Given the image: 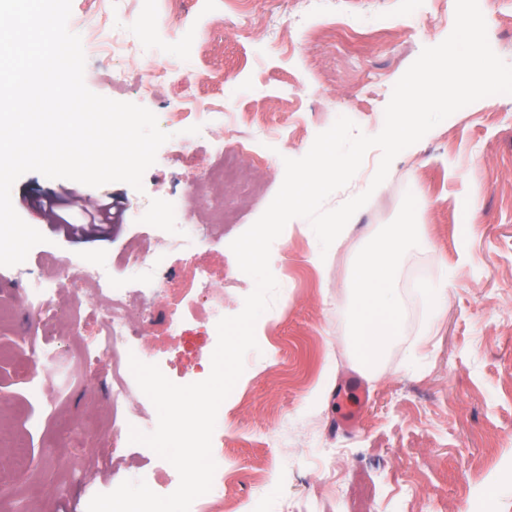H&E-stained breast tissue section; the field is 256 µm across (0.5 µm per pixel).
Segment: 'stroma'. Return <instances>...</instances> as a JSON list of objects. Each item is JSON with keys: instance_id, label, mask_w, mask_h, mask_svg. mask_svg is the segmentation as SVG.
<instances>
[{"instance_id": "35a3bbf8", "label": "stroma", "mask_w": 512, "mask_h": 512, "mask_svg": "<svg viewBox=\"0 0 512 512\" xmlns=\"http://www.w3.org/2000/svg\"><path fill=\"white\" fill-rule=\"evenodd\" d=\"M122 4L116 14L113 0H72L73 16L114 14L136 48L124 85L113 84L110 63L92 59L85 84L148 108L172 137L139 192L124 183L93 188L37 172L13 186L15 210L47 238L30 250V272L44 274V259H53L49 272L58 288L35 308L12 268L0 269V309L9 314L0 321V456L10 441L24 451L21 464L0 463V512H84L91 494L115 487V456L155 469L160 479L172 470L168 463L156 467L151 449H125L89 433V417L106 415L111 374L81 365L82 345L97 339L94 324L84 325L78 344L63 333L76 314L71 285L85 265L158 235L147 210L163 195L189 192L215 156V140L187 143L197 113L171 127L175 91L162 83L144 92L146 69L208 45L191 62L207 81L203 102L260 113L272 131L257 152L243 156L257 168L248 204L225 193L237 220L212 229L211 242L196 255L213 284L223 287L224 313L233 316L254 282L237 275L230 244L273 200L284 158L304 156L341 115L365 134L379 133L395 83L423 47L450 34L455 15V0H342V10L382 22L347 42L329 16L296 29L288 21L291 0H182L177 10L148 19L141 0ZM479 6L492 49L512 64V0H479ZM243 13L259 26L277 19L279 41L240 32ZM370 75L381 77V86L368 88ZM390 171L386 188L354 214L346 238L330 246L326 267L312 261L311 226L282 232L273 243L271 270L288 301L265 322L258 350L245 357V381L224 406V427L212 439L224 497L202 504L201 512H279L283 500L296 512H350V501L331 483L358 479L371 489V512H512V95L460 109L415 151L400 153ZM72 192L124 202V221L113 225L111 239L67 235L30 205L35 197ZM408 212L429 246L406 263L399 286L409 312L406 337L421 338L425 357L410 371L402 348H394L382 373L365 378L354 367L345 284L362 248ZM442 265L451 274L448 307L424 330L416 286ZM169 314L166 306L154 307L147 321L136 322V334L149 341L171 381L204 380L217 344L210 325L188 317L171 333ZM33 343L52 350L53 358L23 367ZM33 382L42 389L37 403L28 393ZM315 390L323 396L317 405L308 401ZM358 390L366 401L348 432L340 424L342 405Z\"/></svg>"}]
</instances>
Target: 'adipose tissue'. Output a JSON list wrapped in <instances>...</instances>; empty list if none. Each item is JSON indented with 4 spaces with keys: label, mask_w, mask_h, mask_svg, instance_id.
<instances>
[{
    "label": "adipose tissue",
    "mask_w": 512,
    "mask_h": 512,
    "mask_svg": "<svg viewBox=\"0 0 512 512\" xmlns=\"http://www.w3.org/2000/svg\"><path fill=\"white\" fill-rule=\"evenodd\" d=\"M424 243L414 224H396L358 257L356 276L345 288L349 299L351 347L358 367L375 374L387 353L404 345V364L416 366L421 342H405L408 311L396 286L403 260L411 248Z\"/></svg>",
    "instance_id": "adipose-tissue-1"
}]
</instances>
